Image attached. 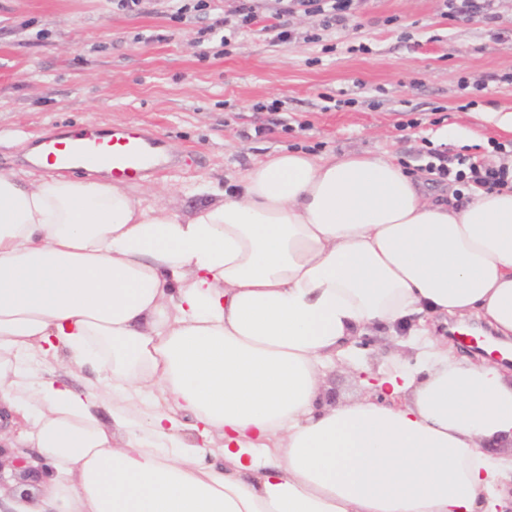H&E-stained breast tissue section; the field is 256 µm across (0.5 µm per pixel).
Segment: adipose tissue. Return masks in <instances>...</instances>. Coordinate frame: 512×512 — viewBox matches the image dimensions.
<instances>
[{"mask_svg": "<svg viewBox=\"0 0 512 512\" xmlns=\"http://www.w3.org/2000/svg\"><path fill=\"white\" fill-rule=\"evenodd\" d=\"M468 195L300 150L190 215L0 173V406L37 411L0 446L56 471L26 512H506L512 376L430 329L512 339V191ZM397 325L374 369L359 337ZM63 350L96 385L29 371ZM339 367L363 390L336 404Z\"/></svg>", "mask_w": 512, "mask_h": 512, "instance_id": "ef3b65f1", "label": "adipose tissue"}]
</instances>
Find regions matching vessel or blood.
I'll return each mask as SVG.
<instances>
[{
  "label": "vessel or blood",
  "mask_w": 512,
  "mask_h": 512,
  "mask_svg": "<svg viewBox=\"0 0 512 512\" xmlns=\"http://www.w3.org/2000/svg\"><path fill=\"white\" fill-rule=\"evenodd\" d=\"M163 139L139 125L105 130L91 125L49 136L39 143L35 164L66 173L89 166L99 168L112 182H135L167 167Z\"/></svg>",
  "instance_id": "1"
}]
</instances>
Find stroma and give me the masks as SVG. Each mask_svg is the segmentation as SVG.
<instances>
[{
    "label": "stroma",
    "instance_id": "stroma-1",
    "mask_svg": "<svg viewBox=\"0 0 512 512\" xmlns=\"http://www.w3.org/2000/svg\"><path fill=\"white\" fill-rule=\"evenodd\" d=\"M277 7L262 0L255 29L204 36L207 19H173L167 0L135 13L0 0V172H36L30 143L64 128L144 124L178 163L132 188L189 215L286 150L387 155L415 175L430 148L502 162L489 144L511 147L512 133L481 115L512 112V0H494L492 23L451 18L445 0H361L331 28L295 14L287 44L270 30ZM273 99L279 111L256 110Z\"/></svg>",
    "mask_w": 512,
    "mask_h": 512
}]
</instances>
